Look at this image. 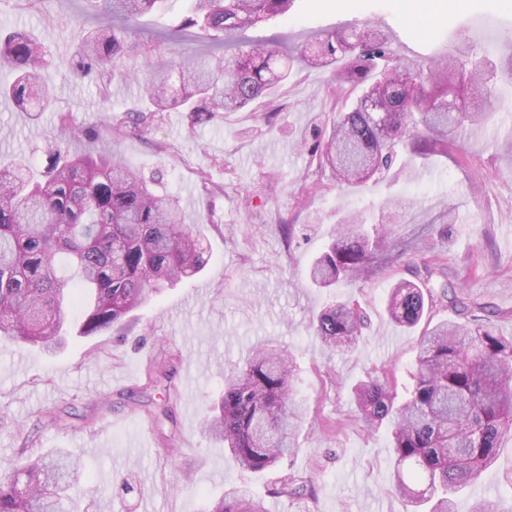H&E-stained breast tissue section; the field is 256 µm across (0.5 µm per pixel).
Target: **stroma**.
<instances>
[{
  "label": "stroma",
  "mask_w": 512,
  "mask_h": 512,
  "mask_svg": "<svg viewBox=\"0 0 512 512\" xmlns=\"http://www.w3.org/2000/svg\"><path fill=\"white\" fill-rule=\"evenodd\" d=\"M187 6L166 0L143 16L102 89L66 67L81 36L99 22L94 0H0V30L26 29L47 47L44 76L54 96L51 111L36 118L0 99V156L43 166L46 136L63 114L73 126L101 129L95 139L72 138L71 149L116 155L155 179L156 191L176 197L188 223L199 225L206 248L202 270L130 313L125 330L70 341L53 355L0 345V467L27 439L38 451L78 456L80 477L66 512H208L237 485L265 496L283 473L310 482L315 494L270 500L269 512H408L389 489L388 432L363 426L351 387L385 368L398 397L407 394L417 336L389 319L384 300L394 282L409 278V257L392 253L371 277L329 289L312 286L303 268L331 240L339 216L373 217L386 202L403 201L390 224L398 245L418 241L451 206L456 222L442 256L448 278L489 303L491 321L512 336V161L475 131L451 156L417 158L360 192H339L298 145L312 139L320 111L329 108V75L321 69L292 72L274 126H265L258 101L196 124L173 110L135 131L125 120L148 105L136 78L139 46L172 31ZM363 26L382 30L394 56L408 61L466 41L497 62L512 36V0H294L287 14L245 37L294 50ZM287 215L295 224L289 241L277 228ZM335 296L371 316L349 352L326 349L310 329L312 314ZM264 344L295 356L297 399L307 418L295 455L276 470L250 473L202 423L225 373ZM166 407L172 418L163 417ZM50 411L62 421L50 422ZM509 471L511 438L476 488L460 494L461 512L478 498L512 506L502 483ZM122 478L133 493L121 490Z\"/></svg>",
  "instance_id": "stroma-1"
}]
</instances>
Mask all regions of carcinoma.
<instances>
[{"label":"carcinoma","mask_w":512,"mask_h":512,"mask_svg":"<svg viewBox=\"0 0 512 512\" xmlns=\"http://www.w3.org/2000/svg\"><path fill=\"white\" fill-rule=\"evenodd\" d=\"M165 0H101V17L69 60L80 79L110 77L114 59L139 19ZM294 0H191L170 40L187 31L214 36L222 55L202 60L175 53L167 61L140 45L145 94L152 109L133 117L138 128L172 108L191 122L238 112L269 97L299 68H327L337 93L329 130L310 148L317 168L330 169L336 187L361 190L391 170L397 148L420 157L448 156L456 134L487 127L512 105L497 85L512 84V53L497 64L463 43L441 59L401 62L385 34L353 28L317 38L298 52L277 41L244 42L239 35ZM47 51L28 32L0 37V67L14 82L0 89L20 108L52 106L41 72ZM42 174L22 161L0 158V344L59 349L70 338L94 336L163 287L196 274L204 263L195 225L177 202L155 194L117 159L73 153L52 136ZM387 215L367 224L346 214L336 237L309 269L318 288L371 275L387 247ZM412 279L389 291L386 310L412 330L432 322L437 306L452 313L420 335L407 397L397 401L387 373L354 388L364 427L390 428L394 491L416 512H457V495L495 461L512 437V336L486 322L488 303L448 281L434 239L419 249ZM369 316L360 304L334 300L313 319L323 345L344 350L363 335ZM293 360L274 346L259 348L224 377V392L204 426L240 469L272 470L293 453L301 412L294 396ZM77 461L26 445L0 470V512H58L76 484ZM307 485L286 474L272 498L301 496ZM210 512H268L264 499L233 489Z\"/></svg>","instance_id":"1"}]
</instances>
